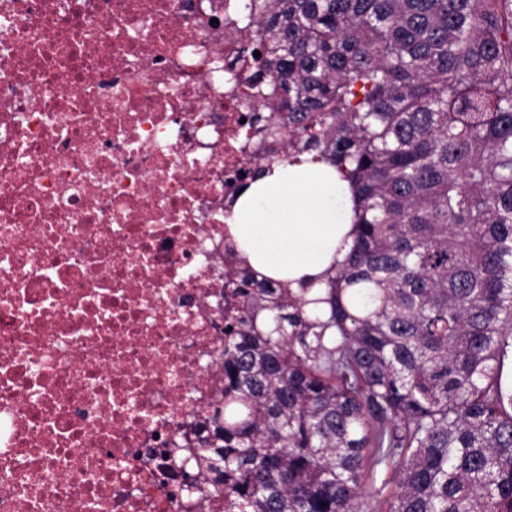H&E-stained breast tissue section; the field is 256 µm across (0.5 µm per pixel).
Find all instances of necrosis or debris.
I'll list each match as a JSON object with an SVG mask.
<instances>
[{"instance_id": "obj_1", "label": "necrosis or debris", "mask_w": 512, "mask_h": 512, "mask_svg": "<svg viewBox=\"0 0 512 512\" xmlns=\"http://www.w3.org/2000/svg\"><path fill=\"white\" fill-rule=\"evenodd\" d=\"M240 5L0 0V512L192 508L273 89Z\"/></svg>"}]
</instances>
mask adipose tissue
<instances>
[{
	"label": "adipose tissue",
	"mask_w": 512,
	"mask_h": 512,
	"mask_svg": "<svg viewBox=\"0 0 512 512\" xmlns=\"http://www.w3.org/2000/svg\"><path fill=\"white\" fill-rule=\"evenodd\" d=\"M352 219L347 183L335 168L305 154L250 183L227 227L254 269L294 289L317 288L348 253Z\"/></svg>",
	"instance_id": "ef3b65f1"
}]
</instances>
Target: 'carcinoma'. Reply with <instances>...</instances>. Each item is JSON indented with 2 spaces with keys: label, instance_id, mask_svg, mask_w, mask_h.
Wrapping results in <instances>:
<instances>
[{
  "label": "carcinoma",
  "instance_id": "cac0c4a2",
  "mask_svg": "<svg viewBox=\"0 0 512 512\" xmlns=\"http://www.w3.org/2000/svg\"><path fill=\"white\" fill-rule=\"evenodd\" d=\"M251 126L348 183L318 296L244 262L198 512H512V0H247Z\"/></svg>",
  "mask_w": 512,
  "mask_h": 512
}]
</instances>
